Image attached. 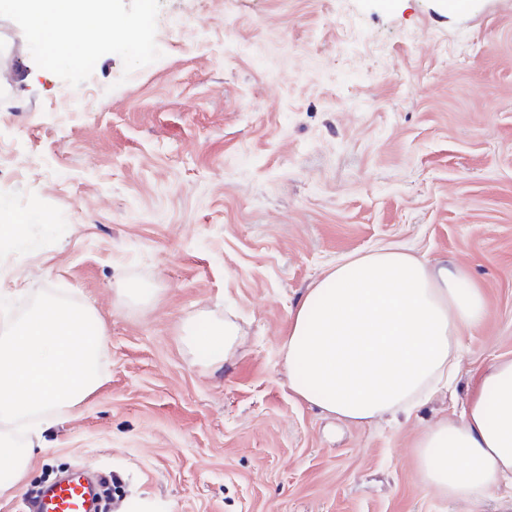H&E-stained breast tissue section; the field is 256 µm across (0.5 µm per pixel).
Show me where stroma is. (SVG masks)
Here are the masks:
<instances>
[{
    "mask_svg": "<svg viewBox=\"0 0 512 512\" xmlns=\"http://www.w3.org/2000/svg\"><path fill=\"white\" fill-rule=\"evenodd\" d=\"M109 12L128 28L63 59L0 8V215L27 219L24 246L0 242V292L92 306L108 334L101 386L46 430L30 486L88 466L116 481L112 512H512L500 492L448 501L415 464L512 358V0ZM388 242L465 268L490 315L451 390L354 425L296 399L280 343L327 268ZM204 311L241 330L221 368L182 342Z\"/></svg>",
    "mask_w": 512,
    "mask_h": 512,
    "instance_id": "35a3bbf8",
    "label": "stroma"
}]
</instances>
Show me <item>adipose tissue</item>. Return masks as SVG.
I'll list each match as a JSON object with an SVG mask.
<instances>
[{
	"mask_svg": "<svg viewBox=\"0 0 512 512\" xmlns=\"http://www.w3.org/2000/svg\"><path fill=\"white\" fill-rule=\"evenodd\" d=\"M25 13L32 39L59 55L79 30L116 26L104 0H28ZM487 317L484 295L463 268L389 243L345 256L307 289L280 353L302 401L363 425L411 414L447 386L463 332ZM239 336L235 322L213 316L183 329L187 346L218 368L233 358ZM106 341L93 307L52 298L0 336V423L26 425L25 442L0 437V458L13 463L0 474V495L21 490L44 430L100 385ZM416 466L422 483L448 500L512 491L511 358L490 366L459 419L422 433Z\"/></svg>",
	"mask_w": 512,
	"mask_h": 512,
	"instance_id": "obj_1",
	"label": "adipose tissue"
}]
</instances>
